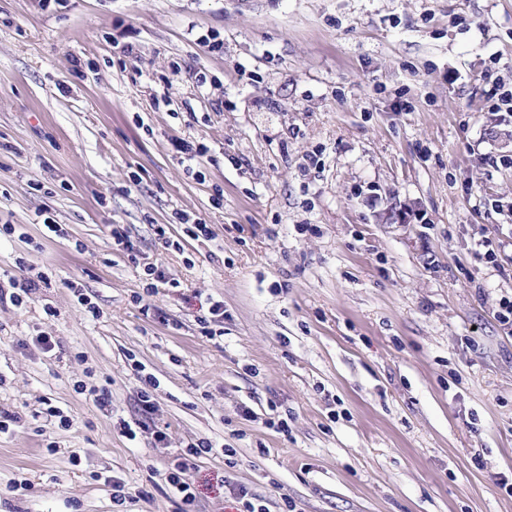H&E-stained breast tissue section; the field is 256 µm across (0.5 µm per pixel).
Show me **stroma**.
Masks as SVG:
<instances>
[{"instance_id": "obj_1", "label": "stroma", "mask_w": 512, "mask_h": 512, "mask_svg": "<svg viewBox=\"0 0 512 512\" xmlns=\"http://www.w3.org/2000/svg\"><path fill=\"white\" fill-rule=\"evenodd\" d=\"M494 84L512 89V0H0V284L51 279L0 300V410L21 418L0 512H182L165 473L199 439L193 512H237L235 485L266 512H512ZM149 264L178 287L145 294Z\"/></svg>"}]
</instances>
